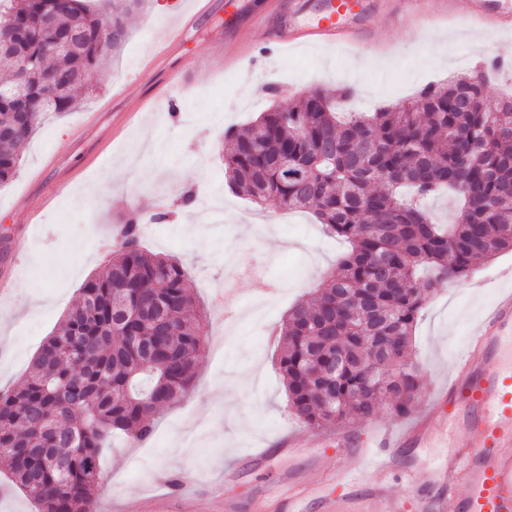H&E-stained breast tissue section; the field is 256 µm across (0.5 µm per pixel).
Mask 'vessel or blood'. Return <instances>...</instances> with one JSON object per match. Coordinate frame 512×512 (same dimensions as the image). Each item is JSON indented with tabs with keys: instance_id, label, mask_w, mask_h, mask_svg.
Masks as SVG:
<instances>
[{
	"instance_id": "vessel-or-blood-1",
	"label": "vessel or blood",
	"mask_w": 512,
	"mask_h": 512,
	"mask_svg": "<svg viewBox=\"0 0 512 512\" xmlns=\"http://www.w3.org/2000/svg\"><path fill=\"white\" fill-rule=\"evenodd\" d=\"M465 11H458V2ZM375 0H325L311 23L278 28L279 45L366 42L376 45ZM395 17L427 26L434 17H465L484 31L512 32V0H398ZM368 446L382 474L365 482L347 475L348 494L325 492L324 476L309 469L282 484L283 512H404L388 477L403 449L429 454L416 502L420 512H512V286L501 288L455 360L447 388L399 431L381 434Z\"/></svg>"
}]
</instances>
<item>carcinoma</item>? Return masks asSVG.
Listing matches in <instances>:
<instances>
[{"instance_id":"1","label":"carcinoma","mask_w":512,"mask_h":512,"mask_svg":"<svg viewBox=\"0 0 512 512\" xmlns=\"http://www.w3.org/2000/svg\"><path fill=\"white\" fill-rule=\"evenodd\" d=\"M106 2L103 15L88 0H0V29L19 35L0 67L25 87L23 112L0 99V183L16 174L18 149L44 114L86 99L89 74L127 40L145 0ZM108 23L116 35L106 48ZM66 31L81 41L62 50L55 36ZM335 100L311 90L224 132L233 192L258 207L308 209L350 244L280 327L288 407L313 428L368 420L389 398L396 415H409L421 382L402 365L427 299L467 278L475 261L512 251V97L488 106L485 80L473 73L345 120ZM443 191L460 202L450 224L423 207ZM120 235L27 375L0 391V458L38 512H94L105 443L116 431L150 438L151 416L190 389L207 342L183 267L144 251L138 223Z\"/></svg>"}]
</instances>
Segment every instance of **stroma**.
Masks as SVG:
<instances>
[{
	"label": "stroma",
	"mask_w": 512,
	"mask_h": 512,
	"mask_svg": "<svg viewBox=\"0 0 512 512\" xmlns=\"http://www.w3.org/2000/svg\"><path fill=\"white\" fill-rule=\"evenodd\" d=\"M167 2L162 12L149 0L130 18L128 41L91 75L90 98L47 116L21 147L15 176L0 184V267L10 249L20 252L13 294L0 298V388L25 377L85 280L104 270L117 229L135 218L142 246L185 268L210 335L192 388L154 415L151 438L113 436L96 512H143L164 475L181 478L178 512H215L219 491L228 512H254L288 471L309 466L374 479L378 461L356 456L350 444L407 425L387 407L372 419L324 428L325 447L302 448L292 458L277 451L300 422L285 407L276 366L281 341L268 330L312 297L347 246L326 236L311 214H287L272 202L260 209L233 194L224 178V131L316 87L354 89L353 97L337 99L340 112L404 102L440 82L444 71L470 73L489 53L512 51V33L485 40L462 26L428 32L379 16L387 48L381 62L370 63L351 46L270 47L271 31L291 15L294 0H217L210 15L189 26L181 47L145 76L142 66L190 0ZM240 26L259 51L257 63L212 67V44L235 42ZM170 95L179 112L169 110ZM136 98L155 104L123 119ZM62 181L66 191L43 207L44 194ZM188 190L193 210L178 212L172 224L151 223L159 199L175 204ZM511 266V252L477 262L465 280L448 282L426 302L413 335L422 396L447 384ZM260 286L267 295L257 294Z\"/></svg>",
	"instance_id": "stroma-1"
}]
</instances>
